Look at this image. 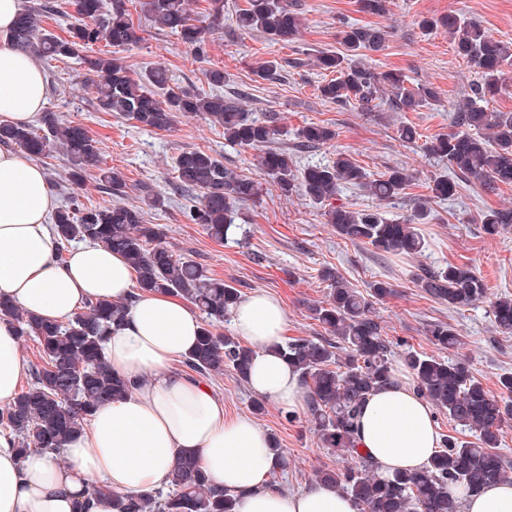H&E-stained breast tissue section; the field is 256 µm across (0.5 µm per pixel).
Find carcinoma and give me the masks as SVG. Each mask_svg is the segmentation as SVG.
Instances as JSON below:
<instances>
[{
  "mask_svg": "<svg viewBox=\"0 0 512 512\" xmlns=\"http://www.w3.org/2000/svg\"><path fill=\"white\" fill-rule=\"evenodd\" d=\"M77 23L62 37L41 26V16L52 11L48 3H34L19 16L10 38L17 47L44 58H78L85 49L103 43L108 50L87 60L93 77L82 81L94 107L135 121L142 127L170 130L180 115H199L224 130V138L242 148L266 147L283 135L275 112L257 118L246 111L242 98L219 92L226 75L211 69L206 77L217 91L202 95L170 85L165 68L155 66L133 78L122 60L109 51L139 40L126 9V0H73ZM142 9L154 28L171 32L198 55L206 53L208 29L194 23L189 0H142ZM235 24L244 31H259L268 39L288 42L297 38L302 21L288 8V0H247L235 12ZM456 54L480 74L471 95L454 107L457 131L439 134L426 144L427 151L448 161L462 178L487 189L512 184V111L489 112L483 106L501 88L503 69L512 66V42L491 38L479 25L450 15L443 21ZM346 52H321L316 65L332 74L321 85L320 95L336 103H352L363 112H375L378 100L387 98L393 112H415L439 102L434 87L406 85L407 77L394 70L378 72L362 63L363 52L384 48L387 32L375 27L352 25L339 31ZM45 133L22 125L0 123V145L18 147L34 158L54 151L70 163L68 180L80 186L87 168L94 165L99 142L77 122L43 117ZM307 147L325 145L336 133L327 126L309 124L296 130ZM259 166L276 183L282 195L302 194L325 208L327 223L353 243L386 255L421 256L424 238L416 225L430 215L429 201L418 202L402 220H389L378 213L355 211L333 203L342 185L361 186L380 201H392L413 180L404 169H392L368 179L349 155L339 153L323 166L296 169L285 152L269 149L260 155ZM176 189L189 197L185 216L201 225L217 242L235 226L240 205L259 192L255 181L239 177L224 162L202 150H186L175 159ZM109 191H121L122 174L112 169L100 176ZM457 185L440 174L430 180L432 197L444 199L456 193ZM144 206L110 204L78 207L77 201L59 207L52 215L58 255L81 241L98 242L123 255L137 274V291L180 296L202 314L200 334L194 349L184 358L193 372L209 376L230 368L246 378L255 351L232 336L216 332L217 324L232 312L240 299L238 289L207 275L193 259L179 255L163 241L164 231L147 224ZM480 223L496 234L512 224V209L491 210ZM327 299L312 308L313 318L336 342L293 339L279 347L310 388L308 410L322 445L354 461L337 470H322L318 479L349 495L357 512H461V503L451 491L462 486L478 492L488 484L508 479L499 452L501 427L512 420V374L499 379L500 394L491 395L474 376L468 363L449 362L417 351H408L403 361L412 372L414 386L437 410L475 434L467 441L443 438L441 448L422 469L377 474L375 465L360 455L354 440L355 421L363 402L391 376L393 349L371 316L372 300L392 292V285L375 280L370 297L352 288L343 278L329 276ZM418 286L430 297L460 310L487 297L482 276L468 266L449 264L424 268ZM128 303L108 299L91 301L87 309L67 323L51 322L0 302V320L16 327L22 338L37 344L41 364L33 370L32 383L6 407H0V435L23 456L32 449L56 452L66 438L80 432L100 404L130 393L135 384L110 371L102 346L112 329L126 317ZM497 328L512 332V298L492 302ZM431 342L441 349L457 346L459 336L445 322L427 328ZM171 491H144L111 495L112 512H235L234 495L213 483L191 456L178 459L169 480Z\"/></svg>",
  "mask_w": 512,
  "mask_h": 512,
  "instance_id": "1",
  "label": "carcinoma"
}]
</instances>
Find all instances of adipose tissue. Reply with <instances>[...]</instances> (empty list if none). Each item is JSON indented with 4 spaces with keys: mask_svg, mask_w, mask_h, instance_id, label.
Wrapping results in <instances>:
<instances>
[{
    "mask_svg": "<svg viewBox=\"0 0 512 512\" xmlns=\"http://www.w3.org/2000/svg\"><path fill=\"white\" fill-rule=\"evenodd\" d=\"M25 0H0V122L34 125L50 89L35 57L9 32ZM56 207L43 169L24 154L0 147V300L51 321H65L96 299L123 300L129 311L104 344L111 371L137 380L136 389L101 405L83 431L58 453L18 457L0 439V512H110L106 492L166 486L183 455L235 496V512H355L352 499L316 482L288 493L271 485L270 438L246 416H224V399L174 365L194 346L200 329L195 308L161 293H137L133 268L99 244L72 247L65 261L48 222ZM287 312L263 291L241 299L232 312L235 337L257 351L247 384L296 410L307 400L299 376L275 354L284 340ZM26 376V361L12 325L0 322V405L12 403ZM355 440L381 475L415 471L438 449L431 403L399 374L361 409ZM463 512H512V484L479 494L456 489Z\"/></svg>",
    "mask_w": 512,
    "mask_h": 512,
    "instance_id": "obj_1",
    "label": "adipose tissue"
}]
</instances>
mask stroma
Here are the masks:
<instances>
[{"instance_id":"stroma-1","label":"stroma","mask_w":512,"mask_h":512,"mask_svg":"<svg viewBox=\"0 0 512 512\" xmlns=\"http://www.w3.org/2000/svg\"><path fill=\"white\" fill-rule=\"evenodd\" d=\"M290 3L303 19L301 35L291 42H273L260 32L237 28L234 14L245 7L246 0H227L224 22L215 27L207 18V0H192L194 18L210 28L207 54L197 58L178 36L150 28L140 0H126L142 39L120 50L119 55L129 72L161 66L169 71L173 84L198 92L210 89L207 70H224L225 91L240 93L246 109L255 116L280 113L288 133L273 146L288 152L297 166L328 163L343 152L373 177L398 167L409 170L413 181L404 195L392 202L378 201L358 187L341 189L337 200L389 219L410 214L417 201L429 198L431 176L447 168L426 151V141L453 131L455 103L467 97L472 84L480 79L476 70L456 55L448 31L439 21L455 14L478 24L495 39L512 41V0H387L381 15L363 13L358 0ZM424 19L433 20L434 28H422ZM346 22L387 30L384 48L368 53L366 65L377 71L399 69L409 82L434 87L439 105L414 112L387 109L368 113L348 103L324 100L319 87L325 75L314 59L318 52L340 50L338 32ZM265 61L276 63V78L265 80L255 74V67ZM41 66L51 89L45 111L59 120L84 124L101 148L98 166L88 169L81 188L72 193L79 203L139 205L144 199L159 198V206L146 209L145 219L163 227L168 247L201 263L211 277L224 280L241 295L264 291L278 297L287 311L286 335L290 338H327V331L311 315L312 307L329 293L326 271L336 272L364 294L372 281H388L392 294L374 302L371 312L392 342L395 356L410 349L435 353L426 336L427 327L435 322L450 323L460 343L445 351V358L466 360L486 390L499 394L500 376L512 374V333L496 328L489 302L512 295V227L491 236L485 233L480 218L490 210L512 208L511 185L490 191L460 181L454 197L432 201L431 215L419 227L425 238L422 256L377 255L368 246L338 236L319 206L301 196H282L260 169L259 150L231 145L221 127L193 115L179 117L167 132L137 126L90 104L80 88L86 64L75 59H45ZM308 123L330 127L336 132L335 139L317 148H299L294 132ZM405 123L417 129L416 142L399 139L397 129ZM186 149L213 154L235 175L263 186L259 199L241 205L239 228L227 240L214 241L183 215L185 202L174 189L173 168L176 156ZM41 165L57 204L65 205L72 195L60 187L70 168L67 158L55 152ZM111 168L120 170L125 180L122 193L116 195L99 187L101 170ZM451 263L468 265L483 276L488 287L486 301L451 309L417 287L420 268ZM205 382L223 396L226 417H252L259 428L277 439L288 467L274 473L273 479L283 489L305 488L319 471L347 465L346 457L322 447L307 410H299L292 422L285 418L286 408L272 402L266 403L264 412L254 413V393L229 368L206 377Z\"/></svg>"}]
</instances>
